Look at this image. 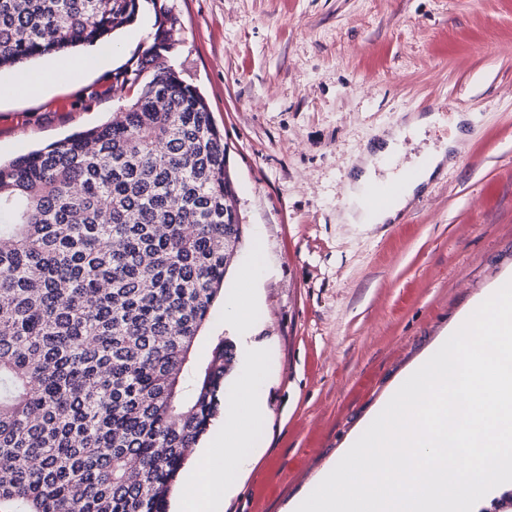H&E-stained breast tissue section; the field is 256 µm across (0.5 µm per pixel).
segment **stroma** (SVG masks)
Instances as JSON below:
<instances>
[{
    "instance_id": "obj_1",
    "label": "stroma",
    "mask_w": 512,
    "mask_h": 512,
    "mask_svg": "<svg viewBox=\"0 0 512 512\" xmlns=\"http://www.w3.org/2000/svg\"><path fill=\"white\" fill-rule=\"evenodd\" d=\"M168 59L224 131L257 268L249 337L213 309L212 336L267 353L255 461L222 512H280L309 488L407 367L512 272V0H168ZM151 6L104 67L36 99L0 100L7 162L111 118L113 75L154 42ZM440 112L378 175L455 138L449 165L388 224L341 222L349 175L386 127Z\"/></svg>"
}]
</instances>
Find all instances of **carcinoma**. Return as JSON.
Listing matches in <instances>:
<instances>
[{"label":"carcinoma","mask_w":512,"mask_h":512,"mask_svg":"<svg viewBox=\"0 0 512 512\" xmlns=\"http://www.w3.org/2000/svg\"><path fill=\"white\" fill-rule=\"evenodd\" d=\"M141 0H0V69L94 45ZM115 74L112 118L0 163V512H168L239 362L197 339L241 228L227 147L168 63Z\"/></svg>","instance_id":"1"}]
</instances>
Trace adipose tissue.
Wrapping results in <instances>:
<instances>
[{"label": "adipose tissue", "mask_w": 512, "mask_h": 512, "mask_svg": "<svg viewBox=\"0 0 512 512\" xmlns=\"http://www.w3.org/2000/svg\"><path fill=\"white\" fill-rule=\"evenodd\" d=\"M454 140L444 142L442 149L432 152L416 180L404 184L400 194L383 209H369L363 204V190L375 177L373 156H365L358 177L350 181L346 192L343 218L350 224H383L396 218L408 203L438 173L446 160V152ZM265 370V356L259 349H251L246 371L230 403L233 425L224 432L221 450L201 448L197 451V465L186 477L191 489V500L181 501L178 512H221L224 495L232 489L226 480L227 472L244 471L253 457L251 426L265 414V402L258 384Z\"/></svg>", "instance_id": "1"}]
</instances>
